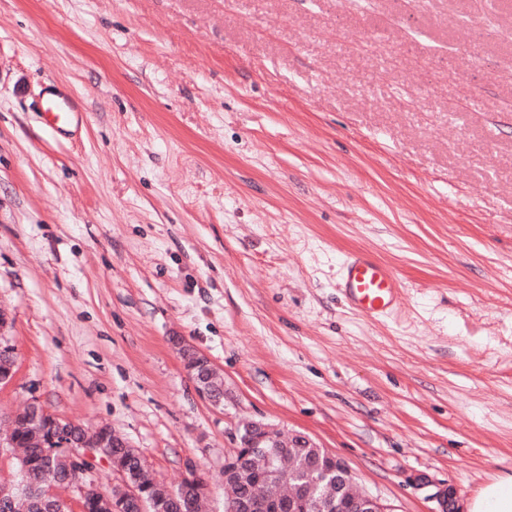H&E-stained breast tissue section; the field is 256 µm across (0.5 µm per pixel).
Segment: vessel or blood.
Here are the masks:
<instances>
[{"label":"vessel or blood","instance_id":"1","mask_svg":"<svg viewBox=\"0 0 512 512\" xmlns=\"http://www.w3.org/2000/svg\"><path fill=\"white\" fill-rule=\"evenodd\" d=\"M44 115L57 133H68L78 121L80 108L72 97L46 90ZM339 288L347 304L370 319L385 317L401 305L403 282L387 263L365 250L346 254L341 264Z\"/></svg>","mask_w":512,"mask_h":512}]
</instances>
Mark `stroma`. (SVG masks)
<instances>
[{"label":"stroma","mask_w":512,"mask_h":512,"mask_svg":"<svg viewBox=\"0 0 512 512\" xmlns=\"http://www.w3.org/2000/svg\"><path fill=\"white\" fill-rule=\"evenodd\" d=\"M353 247L400 273L390 317L342 300ZM0 315L1 435L39 400L224 512L258 420L392 512H435L417 475L468 505L512 474V0H0ZM44 115L59 134H67L75 122H78L80 108L74 98L57 93L53 89L46 90L42 96ZM174 344L197 395L214 408L223 407L224 380L221 383L215 382L218 373L210 359L179 338L174 340Z\"/></svg>","instance_id":"35a3bbf8"}]
</instances>
